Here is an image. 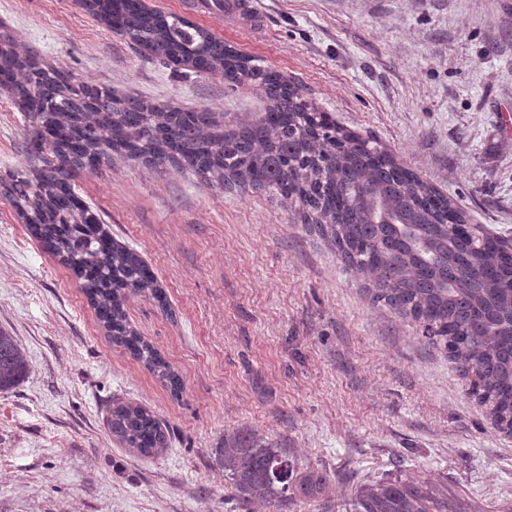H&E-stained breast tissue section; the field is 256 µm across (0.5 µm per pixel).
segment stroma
Returning a JSON list of instances; mask_svg holds the SVG:
<instances>
[{
  "label": "stroma",
  "instance_id": "stroma-1",
  "mask_svg": "<svg viewBox=\"0 0 512 512\" xmlns=\"http://www.w3.org/2000/svg\"><path fill=\"white\" fill-rule=\"evenodd\" d=\"M259 34L224 40L280 72L344 130L385 147L512 249V0H256ZM0 33L78 81L148 103L254 119L260 91L174 74L76 0H0ZM26 121L0 93V177L25 170ZM72 187L155 272L131 327L180 377L173 393L113 345L71 270L0 197V328L31 372L0 394V512H238L215 450L249 429L339 503L382 478L431 484L459 512H512V437L415 324L373 303L368 275L290 201L228 191L124 156ZM169 428L143 456L111 433L115 401Z\"/></svg>",
  "mask_w": 512,
  "mask_h": 512
}]
</instances>
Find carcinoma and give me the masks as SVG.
<instances>
[{
	"mask_svg": "<svg viewBox=\"0 0 512 512\" xmlns=\"http://www.w3.org/2000/svg\"><path fill=\"white\" fill-rule=\"evenodd\" d=\"M90 12L124 32L160 65L224 72L231 86L259 87L266 106L248 124L224 127L212 113L169 103L147 104L46 71L32 51L0 40V87L27 119V144H41L57 166L34 178L0 179V195L28 216V227L62 258L91 301L112 343L143 361L174 391L181 381L161 355L130 327L127 295L165 297L153 269L116 244L73 191L68 167L110 153L178 162L240 189L261 188L298 202L344 264L372 276V301L410 318L469 381L476 402L512 428V251L493 237L473 240L456 204L370 141L342 131L308 108L297 88L211 31L143 0H91ZM30 372L27 355L0 328V393ZM109 428L127 447L151 456L167 447V426L150 410L116 403ZM218 461L240 505L286 512L325 499L327 474L298 472L288 455L251 430L224 437ZM345 512H457L434 486L399 478L359 486Z\"/></svg>",
	"mask_w": 512,
	"mask_h": 512,
	"instance_id": "carcinoma-1",
	"label": "carcinoma"
}]
</instances>
